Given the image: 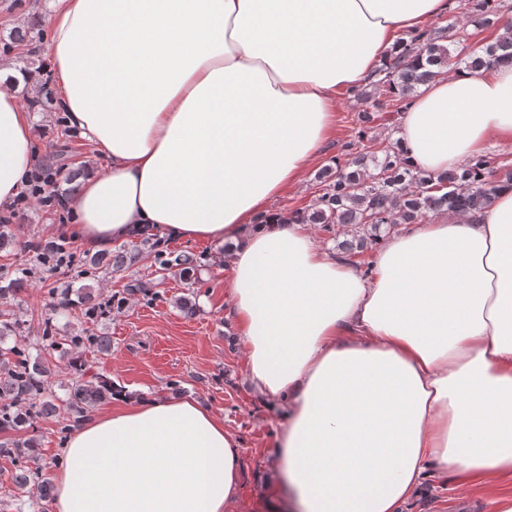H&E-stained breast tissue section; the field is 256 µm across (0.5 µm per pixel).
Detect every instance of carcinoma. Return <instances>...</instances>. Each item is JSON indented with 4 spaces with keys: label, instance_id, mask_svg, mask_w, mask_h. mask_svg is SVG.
I'll return each mask as SVG.
<instances>
[{
    "label": "carcinoma",
    "instance_id": "cac0c4a2",
    "mask_svg": "<svg viewBox=\"0 0 512 512\" xmlns=\"http://www.w3.org/2000/svg\"><path fill=\"white\" fill-rule=\"evenodd\" d=\"M466 2L468 23L477 27L501 23L504 0ZM442 39L441 35L423 34L401 40L391 61L374 71L371 88L396 102V110L384 117L386 124L397 126L408 94L442 74L450 62L469 69L512 63V24L504 26L502 35L480 54L468 52L461 45L452 48ZM373 121L372 113H358L355 141L345 145L347 159L336 162V167L320 177L322 194L313 207L292 212L298 224H321L326 230L336 224L351 228L350 238L338 243L347 257L377 246L383 235L400 224H416L430 214L479 212L491 202L502 182H512V168L497 166L486 156L431 177L405 164L395 143L363 152L354 150L356 144L368 138ZM144 247L154 253L158 271L176 269L187 285L199 282L200 262L196 256L171 251L159 234L147 231L138 242L87 255L80 262L87 271H118L132 265ZM32 252L40 263L50 265L67 253V246L54 240L32 247ZM30 277L29 267H17L14 276L0 285V300L17 297L28 286ZM49 294L52 311H78L93 322L112 309L88 288L66 285L51 289ZM43 325L41 341L23 345L25 320L13 310H0V433L31 427L38 418L61 414L76 424L119 390L111 379L88 374L85 361L78 355L82 348L99 356L108 355L112 350L110 337L88 327L60 335L50 318ZM44 353L68 359L70 379L62 398L51 390V371L43 361ZM36 452L37 441L33 437L0 443V456L9 459L14 467L9 481L15 489L17 512H42V502L52 493L50 482L42 479V464Z\"/></svg>",
    "mask_w": 512,
    "mask_h": 512
}]
</instances>
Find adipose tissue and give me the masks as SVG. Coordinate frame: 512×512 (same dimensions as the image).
Segmentation results:
<instances>
[{
	"label": "adipose tissue",
	"instance_id": "1",
	"mask_svg": "<svg viewBox=\"0 0 512 512\" xmlns=\"http://www.w3.org/2000/svg\"><path fill=\"white\" fill-rule=\"evenodd\" d=\"M449 0H56L47 60L70 129L104 160L72 212L102 249L150 227L230 271L292 512H401L428 477L512 472V185L471 215L381 241L366 276L270 206L325 153L340 92ZM0 85V207L34 162ZM398 147L431 175L512 141V64L448 65ZM274 214L271 224L261 216ZM52 512H227L239 439L191 398L126 402L76 427Z\"/></svg>",
	"mask_w": 512,
	"mask_h": 512
}]
</instances>
